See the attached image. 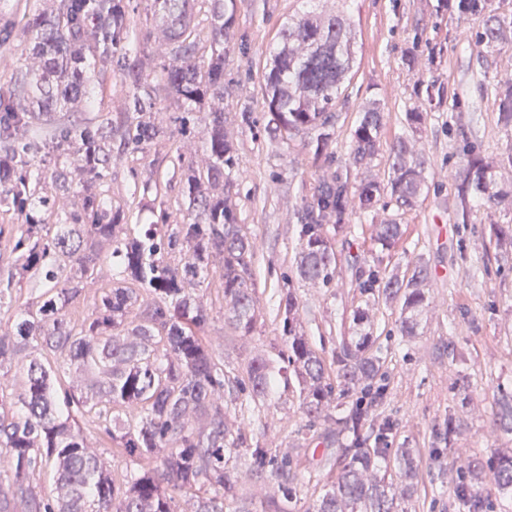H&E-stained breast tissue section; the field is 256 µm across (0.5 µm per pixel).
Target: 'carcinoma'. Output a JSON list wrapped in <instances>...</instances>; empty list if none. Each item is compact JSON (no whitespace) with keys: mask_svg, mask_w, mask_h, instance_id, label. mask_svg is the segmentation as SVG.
<instances>
[{"mask_svg":"<svg viewBox=\"0 0 512 512\" xmlns=\"http://www.w3.org/2000/svg\"><path fill=\"white\" fill-rule=\"evenodd\" d=\"M208 4V50L201 51L197 6ZM236 0H151L160 23L168 65L162 91L140 78L129 88V109L112 118L101 112L83 122H66L61 113L81 104L94 106L103 95L108 69L120 64L128 39L127 0H59L55 9L32 15L26 24L37 69L19 70L7 94L0 93V205L18 224L7 239L11 260L0 267V307L12 291L35 293L0 325V367L29 358L20 391L0 384V512H175L176 496H188L195 512H226L237 497L240 473L232 464L241 448L251 474L277 484L281 498L267 500L264 512H298L291 460L278 456L241 428H232L229 404L239 395L265 397L271 366L252 359L246 378L224 373V361L200 336L209 308L197 293L201 278L219 269L225 320L243 334L257 323L250 287L255 247L226 194L236 156L224 132V32L235 20ZM461 15L485 13L481 29L470 34L486 48L512 45V17L477 0H454ZM277 49L265 75L267 132L282 141L315 133V155L328 152L336 103L355 63V36L336 14L304 12L277 34ZM188 107L180 123H203L202 165L183 167L182 220L162 210L148 224L130 227L124 210L112 208L104 185L112 169V145L142 150L172 131L157 107L160 94ZM500 122L512 127V85L494 88ZM383 116L364 108L352 134L349 165H370L377 153ZM53 161L51 180L41 165ZM424 160L410 142L397 138L390 147V195L398 208L412 207L424 190ZM462 215L476 198L512 205V191L499 187L496 166L470 157L459 168ZM365 210L381 196L368 180L358 190L348 180L321 183L299 213L301 279L323 288L336 277V256L324 227L344 226L352 196ZM67 207L65 223L50 225L44 215ZM403 235L394 219L372 225L371 240L389 250ZM119 259L112 284L94 288L104 245ZM427 267L410 276L384 281L371 276L369 291L400 305V332L417 335L428 308ZM91 296L87 313L74 318L70 305ZM140 316L132 319L135 307ZM281 318V370L300 388V408L308 427L322 421L336 426L335 481L305 512H407L418 464L410 448H389L390 420L375 424V407L385 398L386 371L381 349L365 330L368 316L354 312L355 335L342 336L333 353L336 375L301 333L298 302L284 293ZM344 399L358 397L343 409ZM228 393L229 403L221 400ZM125 460L121 479L112 476L82 422ZM459 423L450 416L435 426L436 439L449 443ZM496 493L512 496V454L490 460ZM402 477L396 486L392 471ZM49 471L46 492L36 477ZM459 494L470 512H484L482 467L460 469Z\"/></svg>","mask_w":512,"mask_h":512,"instance_id":"cac0c4a2","label":"carcinoma"}]
</instances>
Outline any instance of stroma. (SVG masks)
<instances>
[{
  "instance_id": "1",
  "label": "stroma",
  "mask_w": 512,
  "mask_h": 512,
  "mask_svg": "<svg viewBox=\"0 0 512 512\" xmlns=\"http://www.w3.org/2000/svg\"><path fill=\"white\" fill-rule=\"evenodd\" d=\"M49 7L48 0H0V30L11 32L9 47L0 46V89L18 70L37 67L22 26L30 14ZM310 9L344 10L357 38L328 161L315 159L312 135L282 142L264 129V72L275 36L287 18ZM129 15L135 49L127 57L143 82L160 84L167 59L150 0H129ZM482 23L479 15L449 13L441 0H237L235 23L224 38V126L237 158L229 201L255 245L251 284L258 321L248 335L225 323L220 280L213 275L204 290L210 304L205 334L223 357L225 371L241 375L252 358L277 354L281 291L292 289L303 333L327 360L337 337L351 334L354 310L369 308L387 370L380 413L395 423L393 447L412 449L419 462L409 512H466L457 497L459 465L512 451V432L498 424L499 402L512 395V249L498 246L493 235L494 225L512 224V210L479 202L465 222L457 209V170L466 155L500 162L501 184L512 190V168L506 165L512 128L500 123L491 93L492 85L512 81V49L477 47L467 34ZM433 85L442 89L441 99L428 100ZM371 102L384 120L370 175L386 181L390 145L405 136L424 157L426 188L406 211L382 202L367 211L352 201L343 230H326L337 273L332 287L320 288L296 274L297 212L320 183L360 180L346 158L362 109ZM245 110L252 123L241 122ZM179 112L168 104L170 138L114 156L108 194L113 207L128 212L130 223L156 209L175 213L182 206L180 164L200 161L202 149L200 131H182ZM410 112L422 113V124H408ZM387 218L403 229L389 252L370 238L372 225ZM355 254L364 257L362 267L352 266ZM418 262L430 272V306L417 335L408 338L400 333L398 305L374 301L360 285L369 274L402 275ZM299 403L297 382L281 374L265 400L232 406L230 416L264 446L292 457L294 483L306 505L332 480L325 460L337 443L323 425L305 430ZM450 415L462 428L440 453L432 429Z\"/></svg>"
}]
</instances>
